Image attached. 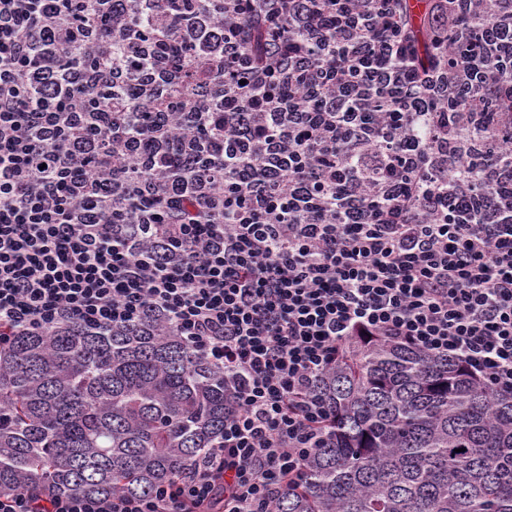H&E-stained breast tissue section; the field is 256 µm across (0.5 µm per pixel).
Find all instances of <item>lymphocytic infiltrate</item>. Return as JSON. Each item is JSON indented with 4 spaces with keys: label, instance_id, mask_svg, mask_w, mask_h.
<instances>
[{
    "label": "lymphocytic infiltrate",
    "instance_id": "obj_1",
    "mask_svg": "<svg viewBox=\"0 0 512 512\" xmlns=\"http://www.w3.org/2000/svg\"><path fill=\"white\" fill-rule=\"evenodd\" d=\"M405 3L0 0V346L155 319L233 403L151 496L0 492V512H269L357 333L512 396V0H432L424 68Z\"/></svg>",
    "mask_w": 512,
    "mask_h": 512
}]
</instances>
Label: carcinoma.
I'll list each match as a JSON object with an SVG mask.
<instances>
[{
  "label": "carcinoma",
  "mask_w": 512,
  "mask_h": 512,
  "mask_svg": "<svg viewBox=\"0 0 512 512\" xmlns=\"http://www.w3.org/2000/svg\"><path fill=\"white\" fill-rule=\"evenodd\" d=\"M407 46L436 54L429 4ZM266 33L246 53L263 59ZM329 418L273 512H512V397L457 357L350 336L318 378ZM224 375L149 320L20 331L0 350V492L150 496L214 447Z\"/></svg>",
  "instance_id": "1"
}]
</instances>
